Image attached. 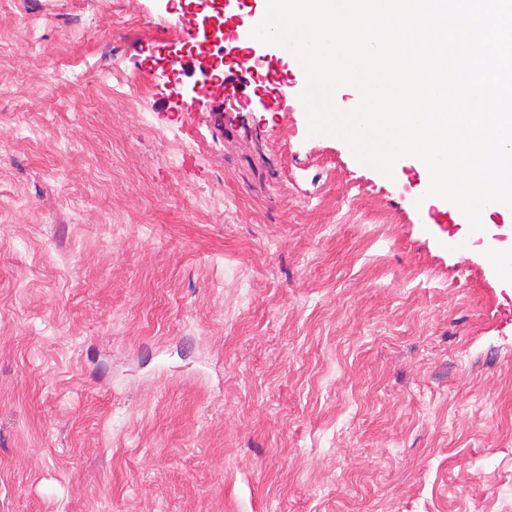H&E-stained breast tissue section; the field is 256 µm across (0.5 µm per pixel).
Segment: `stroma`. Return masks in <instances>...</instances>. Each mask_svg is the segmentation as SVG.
Segmentation results:
<instances>
[{
  "instance_id": "1",
  "label": "stroma",
  "mask_w": 512,
  "mask_h": 512,
  "mask_svg": "<svg viewBox=\"0 0 512 512\" xmlns=\"http://www.w3.org/2000/svg\"><path fill=\"white\" fill-rule=\"evenodd\" d=\"M176 16L0 0V512H512V283Z\"/></svg>"
}]
</instances>
